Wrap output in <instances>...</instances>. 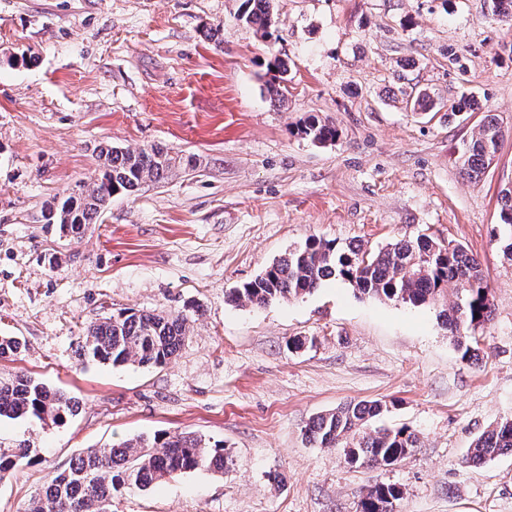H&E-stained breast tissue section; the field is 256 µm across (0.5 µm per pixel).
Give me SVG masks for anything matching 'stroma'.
Returning <instances> with one entry per match:
<instances>
[{"mask_svg": "<svg viewBox=\"0 0 512 512\" xmlns=\"http://www.w3.org/2000/svg\"><path fill=\"white\" fill-rule=\"evenodd\" d=\"M240 4L0 0V336L25 344L0 375L79 403L60 424L0 422V448L33 449L0 480V512H23L86 449L165 432L221 442L228 469L115 495L112 512H356L377 484L402 490L400 512H512V454L463 462L512 416V265L495 236L512 186V28L488 0H275L263 36ZM421 90L437 109L414 111ZM463 97L475 111L449 119ZM489 115L503 138L473 179L459 151ZM312 116L336 139L298 135ZM104 142L179 164L62 236L41 207L98 175ZM421 234L489 272L475 363L434 309L338 280L259 309L228 299L309 237L378 249ZM122 309L190 312L179 355L156 369L78 357L87 328ZM297 337L309 346L289 349ZM372 400L419 435L406 461L358 468L305 440L312 417Z\"/></svg>", "mask_w": 512, "mask_h": 512, "instance_id": "stroma-1", "label": "stroma"}]
</instances>
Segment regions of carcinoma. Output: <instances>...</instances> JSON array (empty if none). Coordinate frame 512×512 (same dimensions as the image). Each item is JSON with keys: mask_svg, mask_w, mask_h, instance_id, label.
I'll return each instance as SVG.
<instances>
[{"mask_svg": "<svg viewBox=\"0 0 512 512\" xmlns=\"http://www.w3.org/2000/svg\"><path fill=\"white\" fill-rule=\"evenodd\" d=\"M272 2L242 0L239 19L268 33ZM299 133L313 142L336 139V128L314 116ZM501 138L498 121L486 120L459 151L464 174L480 176L498 152ZM99 159L100 176L83 182L74 194L43 206L45 223L57 224L61 233L78 238L107 209L113 196L133 192L148 180L160 181L172 169V157L162 147L130 150L107 144L100 147ZM500 221L502 254L512 263L511 188L500 197ZM330 278L350 284L369 298L439 307L438 317L461 361L478 359L475 332L492 313L488 276L463 245L427 234L398 240L378 251L361 245L339 247L312 236L257 278L233 289L229 300L262 307L276 300L302 297ZM189 322L183 313L126 309L89 326L81 356L114 366L162 367L183 347ZM76 411V403L65 393L26 374L0 377V419H48L59 424ZM383 411L378 401L349 404L312 418L304 427V437L320 448L344 449L347 462L353 466L396 465L419 447V438L405 425L376 424ZM509 452L512 417L479 433L463 463L472 466ZM31 453L32 448L24 441L0 449V479ZM228 464L224 446H210L189 433L138 437L117 448H89L51 478L25 512H105L112 509L115 494L145 491L160 480L198 468L222 471ZM400 499V488L376 485L361 498L359 512H395Z\"/></svg>", "mask_w": 512, "mask_h": 512, "instance_id": "1", "label": "carcinoma"}]
</instances>
